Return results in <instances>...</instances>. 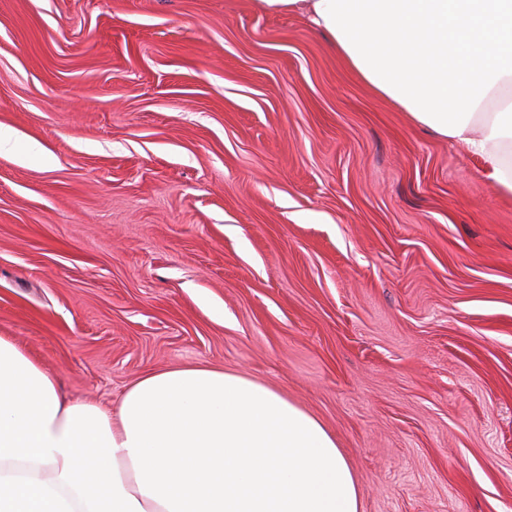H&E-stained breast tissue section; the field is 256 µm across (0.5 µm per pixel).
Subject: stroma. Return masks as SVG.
I'll return each mask as SVG.
<instances>
[{
  "mask_svg": "<svg viewBox=\"0 0 512 512\" xmlns=\"http://www.w3.org/2000/svg\"><path fill=\"white\" fill-rule=\"evenodd\" d=\"M0 336L65 397L235 372L360 512H512V195L253 0H0Z\"/></svg>",
  "mask_w": 512,
  "mask_h": 512,
  "instance_id": "obj_1",
  "label": "stroma"
}]
</instances>
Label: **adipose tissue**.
Segmentation results:
<instances>
[{
  "mask_svg": "<svg viewBox=\"0 0 512 512\" xmlns=\"http://www.w3.org/2000/svg\"><path fill=\"white\" fill-rule=\"evenodd\" d=\"M327 32L378 94L512 194V0H256ZM322 424L243 375L151 372L118 410L62 397L0 336V512H358Z\"/></svg>",
  "mask_w": 512,
  "mask_h": 512,
  "instance_id": "adipose-tissue-1",
  "label": "adipose tissue"
}]
</instances>
